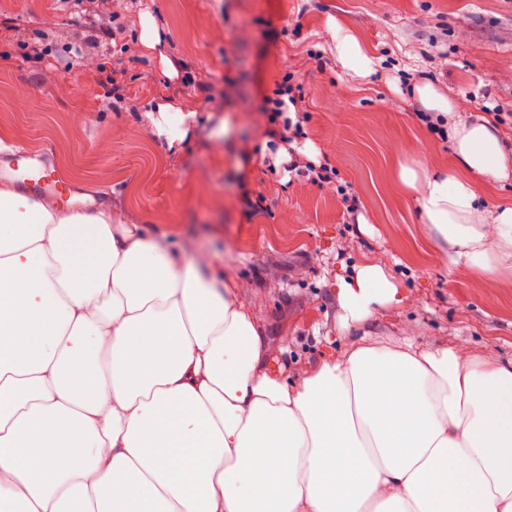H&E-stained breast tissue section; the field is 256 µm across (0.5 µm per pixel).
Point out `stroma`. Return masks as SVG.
Masks as SVG:
<instances>
[{
	"instance_id": "stroma-1",
	"label": "stroma",
	"mask_w": 512,
	"mask_h": 512,
	"mask_svg": "<svg viewBox=\"0 0 512 512\" xmlns=\"http://www.w3.org/2000/svg\"><path fill=\"white\" fill-rule=\"evenodd\" d=\"M119 28L79 72L66 37L76 0H0L17 27L0 31V144L46 159L73 194L166 231L230 274L289 380L353 341L462 345L512 360V270L450 266L397 178L402 162L446 166L449 142L417 119L407 86L426 72L459 109L512 113V0H110ZM161 55L138 48L139 19ZM354 33L379 61L345 72L328 34ZM40 36L48 54L24 58ZM179 62L176 77L161 57ZM301 84L305 142L336 169L312 184L267 167L263 111L286 76ZM167 97L196 114L167 148L146 115ZM384 268L405 301L341 328L338 284L353 266ZM139 25L138 47L141 52L161 55V37L155 19L151 15H144L140 18Z\"/></svg>"
}]
</instances>
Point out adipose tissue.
Here are the masks:
<instances>
[{
    "instance_id": "obj_1",
    "label": "adipose tissue",
    "mask_w": 512,
    "mask_h": 512,
    "mask_svg": "<svg viewBox=\"0 0 512 512\" xmlns=\"http://www.w3.org/2000/svg\"><path fill=\"white\" fill-rule=\"evenodd\" d=\"M341 66L377 62L341 25ZM399 179L451 265L512 269V176L488 117ZM343 321L399 302L382 267L340 283ZM0 512H512V362L367 337L297 381L271 369L232 279L168 233L0 183Z\"/></svg>"
}]
</instances>
